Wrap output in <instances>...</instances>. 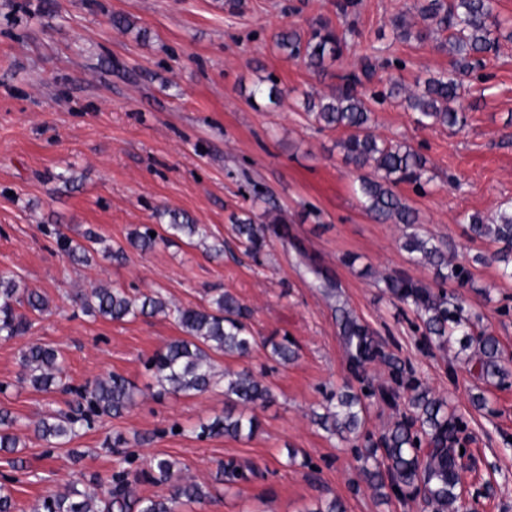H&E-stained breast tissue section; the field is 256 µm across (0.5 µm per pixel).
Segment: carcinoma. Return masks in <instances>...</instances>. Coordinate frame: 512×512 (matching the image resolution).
Returning <instances> with one entry per match:
<instances>
[{
    "label": "carcinoma",
    "instance_id": "carcinoma-1",
    "mask_svg": "<svg viewBox=\"0 0 512 512\" xmlns=\"http://www.w3.org/2000/svg\"><path fill=\"white\" fill-rule=\"evenodd\" d=\"M506 21L495 12L493 0H423L417 18L395 16L391 25L396 37L419 42L435 40V48L451 57V69L427 78L423 87L408 90L398 79L388 89L367 92L362 79H370L375 64L370 57L361 59V75H338V83L330 96L316 98L304 93V111L313 115L322 129H341L345 137L340 143L345 164L362 170L374 169V175L359 178L360 203L368 216L379 223L402 225V247L417 265L435 270L434 283H425L407 275L385 276L377 280L390 298L406 306L420 321L425 343L444 348L460 337L462 349L473 350L469 356L476 377L485 382H503L509 375L499 340L485 332L475 331L480 315L466 310L461 295L447 290L452 283L460 288L472 285L468 266L448 257V248L421 233L417 210L402 196L397 187L412 184L421 189L430 182L427 160L411 146L382 140L372 131L370 101L400 100L415 114L421 126L440 124L462 127L466 115L448 103L466 93L462 76L480 65L484 58L500 53L501 38L512 41V30L503 34ZM277 47L288 61H301L316 76H328L332 64L348 49L346 36L338 33L327 19L310 28L308 37L291 30L277 36ZM268 224H256L252 218H237L233 231L246 251L257 257L266 246L270 234L285 235L280 212L266 211ZM164 233L150 235L154 228L143 225L131 233V247L147 252L169 237L188 240L206 236L204 228L185 213L172 211ZM471 238L500 245L475 261L497 262L501 276L512 279V207L501 210L488 223L478 213L464 217ZM56 244L68 259L88 261L98 235L87 232L80 244L61 231L55 232ZM323 295L331 305L339 329L351 373L367 389L356 392L344 385L331 392L323 405L324 412L312 413V421L350 448L358 449L360 470L374 493L386 497L392 493L401 499L422 498L431 512H460L462 476L456 462V448L468 438L464 420L451 409L448 399L435 394L416 373L396 355L384 351L375 340L368 323L356 317L342 293L327 277H322ZM81 309L94 317L121 321L139 316L163 314L172 318L185 337L168 343L149 361L163 393L192 395L205 392L214 384L213 355L245 356L256 343L248 324L250 309L228 292L214 296L208 308L171 305L158 294L131 295L120 288L94 287L75 297ZM27 307L40 315L48 312V300L39 293L22 288L7 273L0 274V339L8 340L24 334L31 323L17 312ZM271 354L283 363L297 357L288 342L269 341ZM379 362L389 370V382L370 388L369 365ZM22 365L33 387L48 391L62 386L63 358L52 348L32 345L22 354ZM75 395L73 405L41 420L35 432L53 448H65L83 429L91 425V417L119 416L135 404L136 386L124 376L112 372L97 378L80 390L63 386ZM224 415L200 424L198 436L250 438L259 428L254 409L271 401V389L251 372L224 373ZM377 396L394 408H402L381 433L365 428L368 399ZM18 418L0 408V451L12 453L18 447L14 433ZM147 474L155 482L169 483L173 493L167 498H136L132 484L140 474L129 477V471L117 475V484L108 490L91 483L65 494L51 493L34 507V512H178L185 504L201 503L205 488L181 476L177 463L164 457L150 459ZM225 491H230L256 475L254 468L228 462L222 466Z\"/></svg>",
    "mask_w": 512,
    "mask_h": 512
}]
</instances>
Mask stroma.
I'll return each instance as SVG.
<instances>
[{"label": "stroma", "mask_w": 512, "mask_h": 512, "mask_svg": "<svg viewBox=\"0 0 512 512\" xmlns=\"http://www.w3.org/2000/svg\"><path fill=\"white\" fill-rule=\"evenodd\" d=\"M420 0H360L340 17L336 0H0V273L44 294L50 311L28 313L30 329L0 340V407L20 421L16 455L0 452L14 512H32L50 492L72 482L110 483L120 467L142 471L150 457L177 462L209 498L180 512H309L339 498L346 512H426L421 500L381 498L368 489L353 449L313 424L325 396L352 382L338 327L311 266L338 282L354 313L385 351L414 368L446 396L468 423L462 456L469 499L461 512H512V377L488 384L473 375L459 345L428 347L414 315L383 295L374 274H405L433 282L434 271L410 261L397 224L373 222L359 205V173L342 160L339 130L322 129L301 107L304 93H331L334 77L317 78L284 58L275 36L308 32L318 19L349 31L350 47L335 74L358 70L365 55L380 58L369 88L388 79L407 86L448 70L433 42L396 39L394 16L415 13ZM125 21L123 28L113 18ZM277 79V102L251 98ZM455 101L463 127H422L413 112L387 100L373 104L372 128L406 143L427 160L424 190L400 185L429 234L456 259L492 252L471 239L462 217L496 215L512 202V43L487 57ZM275 201L288 228L259 258L231 232L232 216L265 222ZM204 224L207 245L172 239L143 253L129 247L143 224L161 227L166 212ZM75 240L99 234L124 246L123 260L93 253L86 265L62 257L55 230ZM223 243L222 256L209 247ZM475 285L463 289L481 326L512 354V281L497 264L473 265ZM160 293L176 304L208 306L226 291L247 305L257 343L248 356L215 358L217 372L247 370L268 385L272 402L256 408L252 438L198 440L200 422L223 414V385L197 395L160 394L146 365L180 327L163 316L122 322L85 315L73 301L90 287ZM289 340L295 361L281 364L269 340ZM39 344L59 350L76 388L111 372L139 393L121 416L100 417L70 448L50 447L38 421L66 408L68 395L34 388L21 353ZM484 394L487 409L471 397ZM123 434L126 447L108 449ZM296 450L288 462V450ZM22 459L14 467L13 459ZM257 469L251 481L225 491L221 462Z\"/></svg>", "instance_id": "obj_1"}]
</instances>
